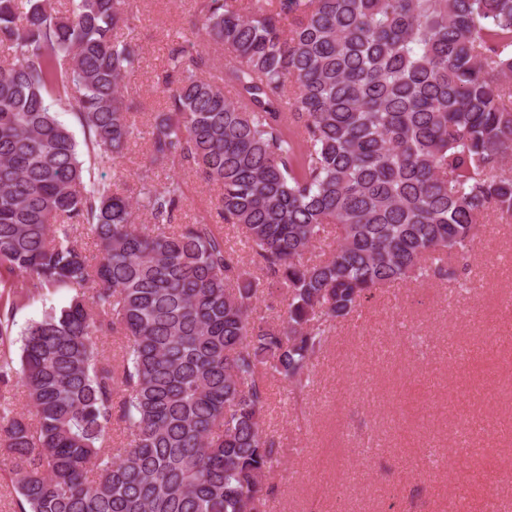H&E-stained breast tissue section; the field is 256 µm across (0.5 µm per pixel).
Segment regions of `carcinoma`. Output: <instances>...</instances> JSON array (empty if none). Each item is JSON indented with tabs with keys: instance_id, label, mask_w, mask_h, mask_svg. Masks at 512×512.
Instances as JSON below:
<instances>
[{
	"instance_id": "obj_1",
	"label": "carcinoma",
	"mask_w": 512,
	"mask_h": 512,
	"mask_svg": "<svg viewBox=\"0 0 512 512\" xmlns=\"http://www.w3.org/2000/svg\"><path fill=\"white\" fill-rule=\"evenodd\" d=\"M28 2L0 0V268L23 294L80 292L28 326L18 368L0 312V385L33 414L0 404L14 512H266L267 381L297 403L334 323L381 288L459 281L485 216L512 221V0H199L224 76L172 45L134 196L88 177L123 176L139 134L128 0ZM167 164L222 189L260 275L211 225L174 223L183 183L152 177ZM266 280L286 289L277 325L253 316ZM119 390L128 443L106 454Z\"/></svg>"
}]
</instances>
